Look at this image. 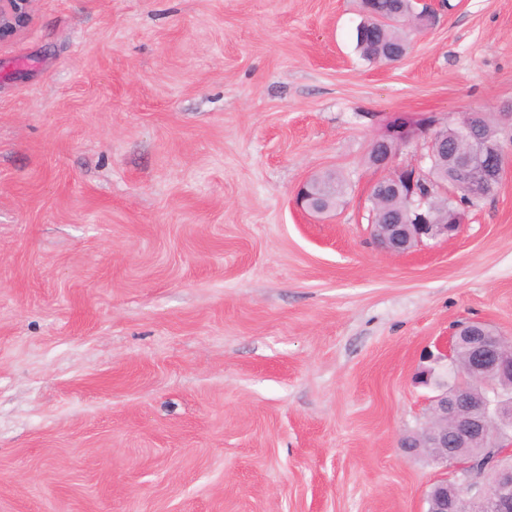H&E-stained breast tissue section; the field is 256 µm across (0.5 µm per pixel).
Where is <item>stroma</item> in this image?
Wrapping results in <instances>:
<instances>
[{
  "instance_id": "obj_1",
  "label": "stroma",
  "mask_w": 512,
  "mask_h": 512,
  "mask_svg": "<svg viewBox=\"0 0 512 512\" xmlns=\"http://www.w3.org/2000/svg\"><path fill=\"white\" fill-rule=\"evenodd\" d=\"M421 3L393 64L360 0H36L0 43V512H425L426 353L512 337V165L394 257L368 153L512 103V0Z\"/></svg>"
}]
</instances>
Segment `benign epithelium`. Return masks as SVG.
I'll return each instance as SVG.
<instances>
[{
	"label": "benign epithelium",
	"mask_w": 512,
	"mask_h": 512,
	"mask_svg": "<svg viewBox=\"0 0 512 512\" xmlns=\"http://www.w3.org/2000/svg\"><path fill=\"white\" fill-rule=\"evenodd\" d=\"M35 0H0V43L20 35L29 25ZM476 114L468 113L463 121L452 124L454 135L469 144L467 152L454 160L455 177L467 184L475 198L492 193L502 176L505 153L501 143L485 142L475 122ZM425 140L429 158L448 149V127H439L433 116L392 115L384 133L372 143L373 165L383 175L373 184L370 199L393 195L403 202L396 224H373L372 235L384 250L401 255L426 240L454 237L465 223L464 210H447L441 199L448 198L445 184L435 171L395 166L399 148L407 143ZM315 177L304 181L297 192L296 203L311 214L325 209L310 207ZM467 351L468 361L452 381L454 354ZM437 360L449 366L434 384L436 395L429 404L427 421L420 430L405 438L404 445L415 441L416 448H430L431 464L442 476L429 488L426 512H462L466 499L479 500L484 512H512V434L500 436L497 429L512 423V397L493 390L495 374L512 372V340L495 334L480 323H464L454 328L447 349ZM484 438L494 448L492 456L478 465L460 462L456 449L473 440Z\"/></svg>",
	"instance_id": "obj_1"
}]
</instances>
